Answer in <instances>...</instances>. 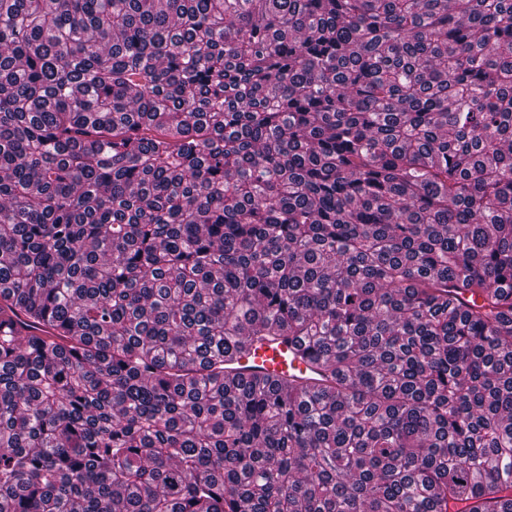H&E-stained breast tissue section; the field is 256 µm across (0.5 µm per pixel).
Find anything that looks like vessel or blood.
Wrapping results in <instances>:
<instances>
[{"label": "vessel or blood", "instance_id": "1", "mask_svg": "<svg viewBox=\"0 0 512 512\" xmlns=\"http://www.w3.org/2000/svg\"><path fill=\"white\" fill-rule=\"evenodd\" d=\"M298 341L284 342L282 337L272 336L253 344L248 357L237 361H225L224 379L237 382L250 379L254 370L261 369L282 374L292 379H301L308 365L298 357Z\"/></svg>", "mask_w": 512, "mask_h": 512}]
</instances>
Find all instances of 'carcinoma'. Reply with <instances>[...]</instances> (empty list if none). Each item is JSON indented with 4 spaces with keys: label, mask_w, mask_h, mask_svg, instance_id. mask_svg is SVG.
I'll return each instance as SVG.
<instances>
[{
    "label": "carcinoma",
    "mask_w": 512,
    "mask_h": 512,
    "mask_svg": "<svg viewBox=\"0 0 512 512\" xmlns=\"http://www.w3.org/2000/svg\"><path fill=\"white\" fill-rule=\"evenodd\" d=\"M0 512H512V0H0ZM249 357L237 361L224 360V382H237L251 378V372L257 369L283 374L288 378L297 379L296 383H304L309 376V365L299 359V343L292 340L284 343L282 336H269L261 343L251 346Z\"/></svg>",
    "instance_id": "carcinoma-1"
}]
</instances>
